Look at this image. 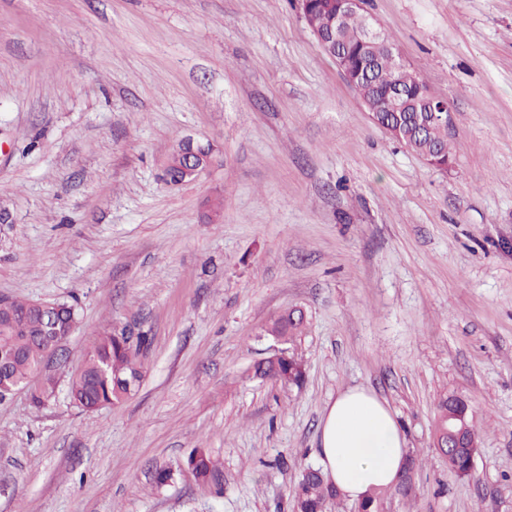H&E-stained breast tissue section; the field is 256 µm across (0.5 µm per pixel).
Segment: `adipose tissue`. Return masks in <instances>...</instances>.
<instances>
[{
	"label": "adipose tissue",
	"instance_id": "1",
	"mask_svg": "<svg viewBox=\"0 0 512 512\" xmlns=\"http://www.w3.org/2000/svg\"><path fill=\"white\" fill-rule=\"evenodd\" d=\"M318 455L339 496L359 502L397 483L406 461V438L383 400L370 390L350 388L324 409Z\"/></svg>",
	"mask_w": 512,
	"mask_h": 512
}]
</instances>
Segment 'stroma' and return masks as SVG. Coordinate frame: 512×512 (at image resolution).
<instances>
[{
  "mask_svg": "<svg viewBox=\"0 0 512 512\" xmlns=\"http://www.w3.org/2000/svg\"><path fill=\"white\" fill-rule=\"evenodd\" d=\"M366 8L447 103L448 170L373 123L294 0H0V294L78 298L70 367L108 323L149 339L122 404L0 403V512H290L350 387L420 461L380 512H512V0ZM186 141L216 163L166 185ZM294 308L304 382L254 377ZM447 392L479 432L465 479L433 446ZM305 317L300 310H289L275 319L268 329V333L282 341L288 343L295 337L301 335L303 331ZM187 464L192 468L198 481L222 488L223 472L221 463L206 449L197 448L188 457Z\"/></svg>",
  "mask_w": 512,
  "mask_h": 512,
  "instance_id": "1",
  "label": "stroma"
}]
</instances>
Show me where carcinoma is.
<instances>
[{
  "label": "carcinoma",
  "instance_id": "carcinoma-1",
  "mask_svg": "<svg viewBox=\"0 0 512 512\" xmlns=\"http://www.w3.org/2000/svg\"><path fill=\"white\" fill-rule=\"evenodd\" d=\"M336 12V0H313L309 24L320 25ZM344 53L347 68L357 76L354 84L361 88L365 108L376 113L380 124L401 127L394 140L417 155L434 151L442 158H451L448 146V125H433L424 133L416 131L406 112H393L388 90L395 81L403 84L413 95H427L429 88L409 72L394 73V47L391 41L375 46L360 38L356 26L344 33ZM186 164L181 150L173 151L164 166V180L173 185L185 183ZM50 311L35 306L34 301H21L13 297L0 307V402L10 399L15 391L28 392L31 406L42 408L51 399L60 383H65L70 403L83 412H94L103 407L123 403L138 389L144 376L147 339L139 335L138 344L127 345L121 339L124 329L108 324L97 331V338L84 359L61 378L40 371L51 344L49 324L64 327L79 322L80 307L77 300H53ZM305 317L300 310H289L275 319L268 333L286 343L301 335ZM254 375L285 384H300L304 379L302 361L286 349L280 354L255 365ZM461 399L440 397L435 418L434 436L444 434L448 427V407L459 408ZM479 436L476 428L468 430L465 447L448 450V470L460 478L466 477L471 462L479 455ZM198 481L222 488L221 463L206 449L197 448L188 457ZM338 498L336 489L315 467L304 469L293 488L291 512H325L327 503Z\"/></svg>",
  "mask_w": 512,
  "mask_h": 512
}]
</instances>
